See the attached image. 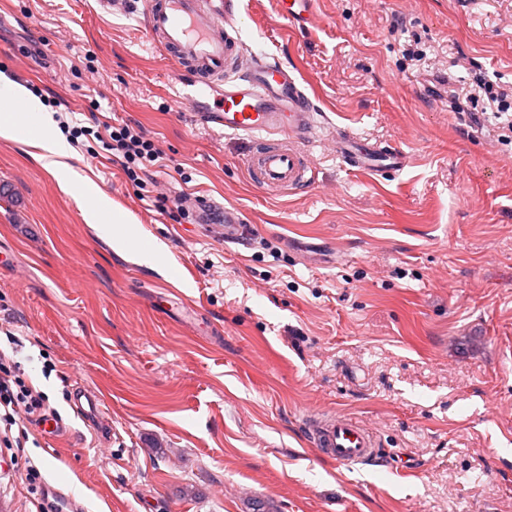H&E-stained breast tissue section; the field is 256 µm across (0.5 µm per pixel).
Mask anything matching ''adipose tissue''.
Instances as JSON below:
<instances>
[{
  "label": "adipose tissue",
  "mask_w": 512,
  "mask_h": 512,
  "mask_svg": "<svg viewBox=\"0 0 512 512\" xmlns=\"http://www.w3.org/2000/svg\"><path fill=\"white\" fill-rule=\"evenodd\" d=\"M40 99L23 86L11 81H0V137L19 139L37 150L38 160L43 161L46 170L57 181L59 189L77 197L83 204V215L87 223H99L102 214H110L112 223H125V216L112 210L107 197L100 194L93 182L80 178L65 162L69 154L66 140L48 134L46 123L30 126V113L43 112Z\"/></svg>",
  "instance_id": "obj_1"
}]
</instances>
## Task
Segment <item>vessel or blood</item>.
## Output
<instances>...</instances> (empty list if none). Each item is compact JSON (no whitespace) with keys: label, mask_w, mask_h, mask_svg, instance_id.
Returning <instances> with one entry per match:
<instances>
[{"label":"vessel or blood","mask_w":512,"mask_h":512,"mask_svg":"<svg viewBox=\"0 0 512 512\" xmlns=\"http://www.w3.org/2000/svg\"><path fill=\"white\" fill-rule=\"evenodd\" d=\"M144 5L146 35L171 62L177 94L190 103L195 121L246 140L243 164L255 185L267 191L304 187L309 166L302 145L313 137L318 113L306 86L276 60L263 57L237 69L241 0H144ZM316 5L317 0H277L279 13L293 24L315 22ZM331 142L343 166L359 174L398 172L411 162L400 147L346 127L336 129ZM248 235L240 212L225 209V239ZM307 440L339 465L379 454L371 431L352 418L310 416Z\"/></svg>","instance_id":"vessel-or-blood-1"}]
</instances>
